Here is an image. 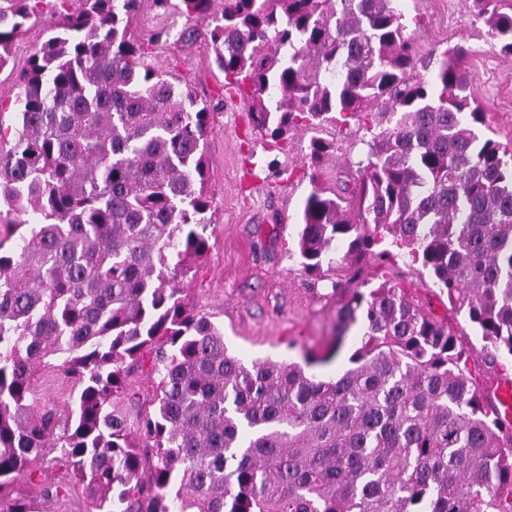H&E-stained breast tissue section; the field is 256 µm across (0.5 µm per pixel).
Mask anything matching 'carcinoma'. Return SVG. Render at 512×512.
Listing matches in <instances>:
<instances>
[{
  "label": "carcinoma",
  "instance_id": "carcinoma-1",
  "mask_svg": "<svg viewBox=\"0 0 512 512\" xmlns=\"http://www.w3.org/2000/svg\"><path fill=\"white\" fill-rule=\"evenodd\" d=\"M0 0L7 44L45 5L55 29L0 104V512L11 496L68 495L37 462L65 470L91 512H512V420L483 399L472 351L404 289L356 290L336 345L361 321L350 367L324 380L305 364H244L224 330L186 309L213 224L209 107L140 69L127 37L137 0ZM179 0L209 28L225 77L245 84L277 145L298 129L355 119L369 139L342 193L315 184L302 205L305 273L407 253L464 312L486 363L512 358V152L483 137L462 69L445 49L429 79L414 20L393 0ZM512 55V0H472ZM316 162L336 144L314 137ZM347 244L336 256L337 244ZM61 361L70 412L34 413L38 369ZM145 369L154 411L119 406Z\"/></svg>",
  "mask_w": 512,
  "mask_h": 512
}]
</instances>
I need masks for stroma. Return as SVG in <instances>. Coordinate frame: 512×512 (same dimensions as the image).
Listing matches in <instances>:
<instances>
[{"label": "stroma", "instance_id": "obj_1", "mask_svg": "<svg viewBox=\"0 0 512 512\" xmlns=\"http://www.w3.org/2000/svg\"><path fill=\"white\" fill-rule=\"evenodd\" d=\"M405 18L420 17L416 34L420 56L440 55L448 45L469 48L468 92L485 114L481 135L512 148V56L502 54L481 24L472 21L471 0H394ZM132 42L141 49L142 66L177 87H190L210 109L212 128L205 151L208 186L213 194L215 222L209 230L208 253L196 280L186 291L188 308L210 316L224 329L228 351L244 363L255 360L302 361L305 352L329 355L316 373L333 377L349 366L359 346L363 323H356L337 354H330L336 310L354 289L387 281L403 287L426 312L447 322L473 354L472 369L482 370L476 336L464 313L440 295L429 274L408 257L398 256L379 268L361 260L344 272L341 288H332L333 273L306 275L295 254L300 211L311 179L335 185L349 161L357 160L366 136L358 121L328 125L319 137L339 143V151L323 157L315 172L305 167L314 133L297 130L284 146H276L255 129L244 89H228L208 47L206 26L190 21L177 9L139 0L129 26ZM42 20H29L9 45V61L0 69V101L12 106L18 74L47 40ZM483 395L494 400L499 375L482 370ZM36 409L66 414L74 381L62 368H43L35 382Z\"/></svg>", "mask_w": 512, "mask_h": 512}]
</instances>
